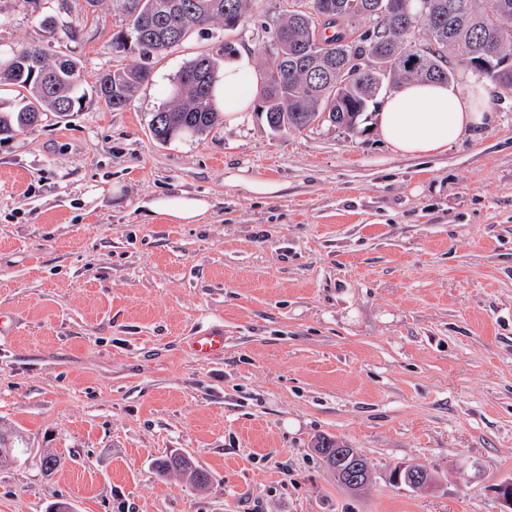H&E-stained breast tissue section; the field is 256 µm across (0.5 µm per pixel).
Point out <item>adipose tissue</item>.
Here are the masks:
<instances>
[{
  "mask_svg": "<svg viewBox=\"0 0 512 512\" xmlns=\"http://www.w3.org/2000/svg\"><path fill=\"white\" fill-rule=\"evenodd\" d=\"M257 93V75L251 54L238 51L224 62L213 103L228 123L240 122L251 111ZM483 91L454 84L410 82L386 99L380 116L382 139L396 152L412 157L447 150L488 115ZM210 209L207 199L188 193L155 198L148 211L171 224L201 223Z\"/></svg>",
  "mask_w": 512,
  "mask_h": 512,
  "instance_id": "ef3b65f1",
  "label": "adipose tissue"
}]
</instances>
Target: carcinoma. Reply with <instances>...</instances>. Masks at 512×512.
<instances>
[{"instance_id": "cac0c4a2", "label": "carcinoma", "mask_w": 512, "mask_h": 512, "mask_svg": "<svg viewBox=\"0 0 512 512\" xmlns=\"http://www.w3.org/2000/svg\"><path fill=\"white\" fill-rule=\"evenodd\" d=\"M126 18L113 46L133 49L141 62L102 72L95 85L106 108L126 107L150 81L151 60L181 45L196 30L218 23L233 30L246 21L251 0H120ZM271 33L263 59L261 111L275 130H303L330 122L354 131L377 98L405 81L450 82L459 68L475 71L512 94V0H297ZM432 54L411 65L416 47ZM483 47L496 56L490 67H475L472 53ZM236 53L224 41L214 54L190 60L172 84L170 101L152 113L153 138L167 143L202 134L224 120L211 90L219 64ZM372 69L358 70L364 61ZM356 72L336 80L343 66ZM81 63L30 44L0 61V142L39 124L47 109L66 116L82 109ZM185 457L172 453L157 460L162 474H179L200 486L207 472L186 474Z\"/></svg>"}]
</instances>
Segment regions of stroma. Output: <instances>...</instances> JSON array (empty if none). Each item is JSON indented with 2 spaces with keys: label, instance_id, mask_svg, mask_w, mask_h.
<instances>
[{
  "label": "stroma",
  "instance_id": "1",
  "mask_svg": "<svg viewBox=\"0 0 512 512\" xmlns=\"http://www.w3.org/2000/svg\"><path fill=\"white\" fill-rule=\"evenodd\" d=\"M289 0L195 32L121 110L98 74L138 63L112 0H0V50L80 60L79 112L0 143V512H503L512 479V94L448 150L404 156L376 114L272 131L261 112L162 144L174 77L222 41L262 63ZM45 15L78 25L49 33ZM277 184L253 193L246 179ZM204 223L150 219L161 193ZM224 353L194 355L196 331ZM356 449L363 491L314 452ZM189 455L206 487L162 477ZM57 454L52 473L43 453ZM418 463L434 482L394 483ZM210 207L203 197L179 193L158 196L148 205V211L153 218H163L169 224H201ZM190 347L200 359L204 360L223 353L224 331L219 329L200 331L193 336ZM186 457H183L182 453H170L163 458L157 460L156 466L161 474H179L185 478L189 483L200 486L208 481L207 472L197 467L193 461L189 458L193 464V470L189 475H186L187 468L184 467ZM196 474L193 476V473Z\"/></svg>",
  "mask_w": 512,
  "mask_h": 512
}]
</instances>
